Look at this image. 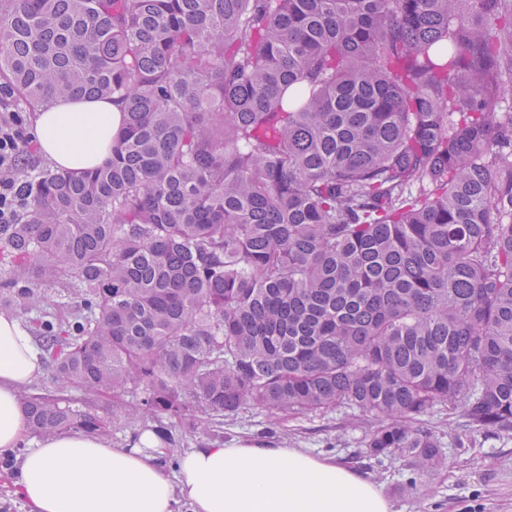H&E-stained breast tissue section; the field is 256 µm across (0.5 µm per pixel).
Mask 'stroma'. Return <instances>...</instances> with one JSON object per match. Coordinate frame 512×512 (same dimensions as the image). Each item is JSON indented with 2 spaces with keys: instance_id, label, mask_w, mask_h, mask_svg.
I'll use <instances>...</instances> for the list:
<instances>
[{
  "instance_id": "obj_1",
  "label": "stroma",
  "mask_w": 512,
  "mask_h": 512,
  "mask_svg": "<svg viewBox=\"0 0 512 512\" xmlns=\"http://www.w3.org/2000/svg\"><path fill=\"white\" fill-rule=\"evenodd\" d=\"M81 399L85 409L106 421L104 437L112 444H132L143 429L172 436L178 449L162 462L169 474L175 473L180 453L210 442L249 439L301 448L356 467L382 485L392 512H512V430L468 426L459 408L438 407L423 417L424 427L440 441L447 465L418 479L410 456H369L366 427L345 408L298 414L277 425L270 424L266 412L247 409L224 417L214 430L192 432L165 415L127 423L122 398L85 393Z\"/></svg>"
}]
</instances>
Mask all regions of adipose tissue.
<instances>
[{
    "label": "adipose tissue",
    "mask_w": 512,
    "mask_h": 512,
    "mask_svg": "<svg viewBox=\"0 0 512 512\" xmlns=\"http://www.w3.org/2000/svg\"><path fill=\"white\" fill-rule=\"evenodd\" d=\"M122 117L111 100L56 101L38 116L37 138L54 166L82 171L109 157ZM43 372L39 350L14 317L0 316V453L28 433L20 395ZM166 444L143 431L133 447L95 435L55 434L24 455L16 482L29 512H391L361 471L298 448L212 442L186 452L178 478Z\"/></svg>",
    "instance_id": "obj_1"
}]
</instances>
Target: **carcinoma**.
<instances>
[{
    "label": "carcinoma",
    "mask_w": 512,
    "mask_h": 512,
    "mask_svg": "<svg viewBox=\"0 0 512 512\" xmlns=\"http://www.w3.org/2000/svg\"><path fill=\"white\" fill-rule=\"evenodd\" d=\"M511 69L512 0H0V100L123 108L108 163L0 224V311L133 420L348 407L440 469L433 407L512 429ZM21 399L34 434L105 427Z\"/></svg>",
    "instance_id": "cac0c4a2"
}]
</instances>
